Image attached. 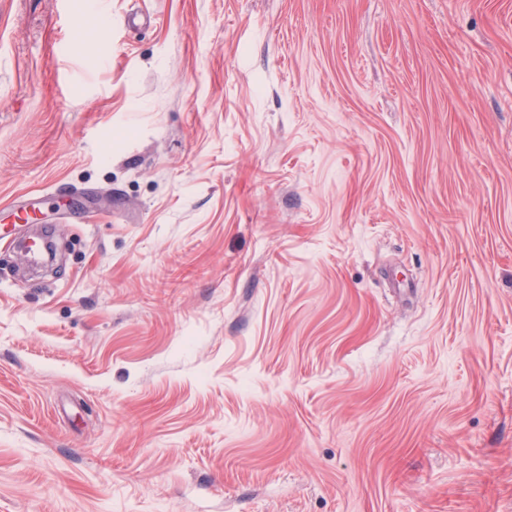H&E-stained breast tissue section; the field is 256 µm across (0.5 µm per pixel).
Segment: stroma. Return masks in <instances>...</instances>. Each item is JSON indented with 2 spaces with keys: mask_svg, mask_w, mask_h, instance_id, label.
I'll use <instances>...</instances> for the list:
<instances>
[{
  "mask_svg": "<svg viewBox=\"0 0 512 512\" xmlns=\"http://www.w3.org/2000/svg\"><path fill=\"white\" fill-rule=\"evenodd\" d=\"M0 512H512V0H0Z\"/></svg>",
  "mask_w": 512,
  "mask_h": 512,
  "instance_id": "1",
  "label": "stroma"
}]
</instances>
